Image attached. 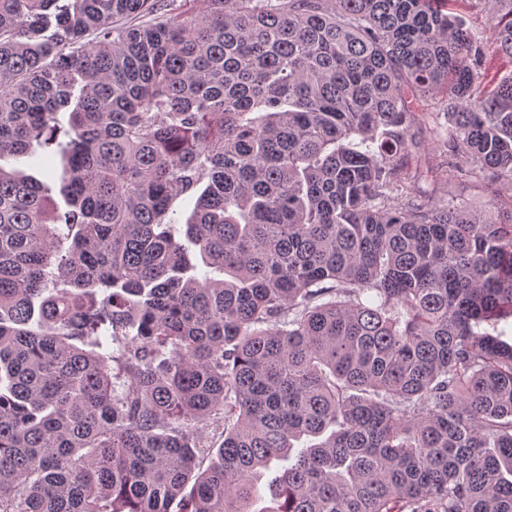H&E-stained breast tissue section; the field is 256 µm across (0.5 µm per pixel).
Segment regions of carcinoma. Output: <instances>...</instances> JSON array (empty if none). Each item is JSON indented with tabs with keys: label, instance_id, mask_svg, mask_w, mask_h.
<instances>
[{
	"label": "carcinoma",
	"instance_id": "obj_1",
	"mask_svg": "<svg viewBox=\"0 0 512 512\" xmlns=\"http://www.w3.org/2000/svg\"><path fill=\"white\" fill-rule=\"evenodd\" d=\"M158 2L0 0V512H512V0ZM427 146L431 153L430 163L438 167L436 177H429L426 181H420L415 186H419L420 190L432 193L437 197L453 198L457 201L465 200L475 209L484 211L487 209V203L494 188L501 189L504 196L512 195V178L507 174L500 175L499 177L491 180H485L484 183L479 180H458L451 179L450 177L441 176L440 169L442 160L445 159L443 154V147L441 145H434L430 142ZM485 185V186H484Z\"/></svg>",
	"mask_w": 512,
	"mask_h": 512
}]
</instances>
